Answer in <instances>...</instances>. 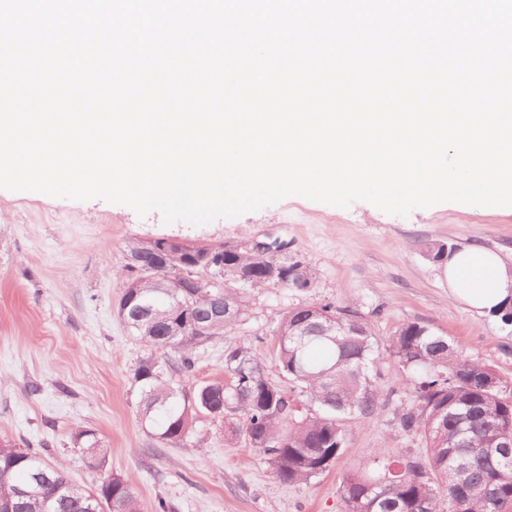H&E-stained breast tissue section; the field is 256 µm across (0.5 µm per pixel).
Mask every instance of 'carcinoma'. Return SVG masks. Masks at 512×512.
Segmentation results:
<instances>
[{"mask_svg": "<svg viewBox=\"0 0 512 512\" xmlns=\"http://www.w3.org/2000/svg\"><path fill=\"white\" fill-rule=\"evenodd\" d=\"M221 260L224 287L211 288L195 255ZM127 257L160 265L146 276L130 264L121 285L126 327L150 353L135 371L142 420L159 443H191L201 414L226 419L228 442L242 437L285 484L308 483L343 459L350 436L388 406L377 385L389 361L406 373L410 401L393 409V420L424 451L373 456L351 466L338 489L341 512H512V379L470 358L428 323L405 321L388 336L349 307L312 302L283 312L272 329L277 362L287 383L268 376L262 353L237 346L224 350V380L198 385L181 381L194 372L192 350L231 334L247 307L246 294L261 288H311L315 272L274 253L217 245L176 246L164 239L133 241ZM224 317L205 321L218 300ZM202 323L184 324L183 304ZM494 376L497 385L486 381ZM74 444L95 466L108 450L96 433L78 430ZM43 455L0 440V504L11 512H139L134 482L116 475L86 498L73 499L61 467L29 497L15 496Z\"/></svg>", "mask_w": 512, "mask_h": 512, "instance_id": "1", "label": "carcinoma"}]
</instances>
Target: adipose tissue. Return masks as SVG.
Returning <instances> with one entry per match:
<instances>
[{"mask_svg":"<svg viewBox=\"0 0 512 512\" xmlns=\"http://www.w3.org/2000/svg\"><path fill=\"white\" fill-rule=\"evenodd\" d=\"M446 275L452 293L481 313L495 309L512 296V273L493 251L466 247L447 262Z\"/></svg>","mask_w":512,"mask_h":512,"instance_id":"obj_1","label":"adipose tissue"}]
</instances>
